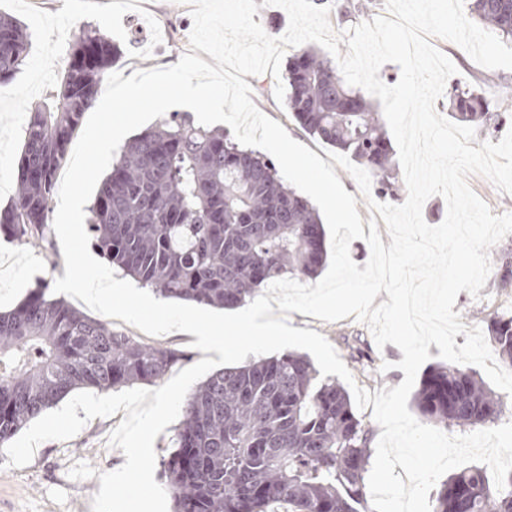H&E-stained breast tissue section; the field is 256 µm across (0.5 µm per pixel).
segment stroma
<instances>
[{
	"label": "stroma",
	"instance_id": "stroma-1",
	"mask_svg": "<svg viewBox=\"0 0 512 512\" xmlns=\"http://www.w3.org/2000/svg\"><path fill=\"white\" fill-rule=\"evenodd\" d=\"M0 13L16 19L30 36L21 72L0 89V208H4L15 197L16 166L29 111L44 100L80 27L98 26L106 31L120 50L112 69L128 77L137 69L177 64L190 50L193 21L189 6L180 0H0ZM431 43L457 68L449 85L476 87L492 101L512 86V70L483 68L448 40L435 37ZM246 81L263 86V93L251 96L263 114L318 156L329 152V145L304 131L286 103L276 100L271 74L250 75ZM64 274L63 252L54 229H47L38 244H24L0 234V310L15 308L38 285H54ZM454 309L464 325L484 328L490 316L512 311V290L489 283L475 297L463 291ZM288 320L294 328L322 334L360 387L374 393L403 381V371L395 367L403 358L399 348L390 343L377 347L368 326L354 317L324 322L293 312ZM108 324L113 331L138 342L180 350L183 358L177 370L189 368L204 357L194 346L193 334L151 336L117 318L109 319ZM386 361L392 364L387 371L381 368ZM125 416L121 410L110 417H97L72 438L40 443L30 464L22 468L10 465L0 445V512H91L92 498L100 489V473L116 470L126 461L122 450L108 443L111 431Z\"/></svg>",
	"mask_w": 512,
	"mask_h": 512
}]
</instances>
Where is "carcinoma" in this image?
I'll return each instance as SVG.
<instances>
[{
  "mask_svg": "<svg viewBox=\"0 0 512 512\" xmlns=\"http://www.w3.org/2000/svg\"><path fill=\"white\" fill-rule=\"evenodd\" d=\"M469 11L512 41V0H470ZM26 50L22 25L0 15V86L14 79ZM115 55L97 27L75 36L56 86L28 117L1 231L18 240L44 235L56 173ZM452 109L456 121L492 134L504 119L460 86ZM288 111L309 135L363 165L379 196H397L377 112L333 60L312 48L293 57ZM91 213L94 247L110 263L166 297L200 305L236 308L260 286L313 278L326 262L316 210L268 158L176 114L114 155ZM499 284H512V248L502 251ZM488 330L512 367V315H494ZM181 357L118 334L39 288L0 313V443L77 388L155 383ZM414 405L425 419L460 428L494 424L505 410L500 393L452 365L426 373ZM369 434L345 388L319 379L304 355L225 368L190 394L174 430L165 463L174 512H269L280 502L292 512H370ZM432 512H512V471L501 490L477 465L449 475Z\"/></svg>",
  "mask_w": 512,
  "mask_h": 512,
  "instance_id": "carcinoma-1",
  "label": "carcinoma"
}]
</instances>
